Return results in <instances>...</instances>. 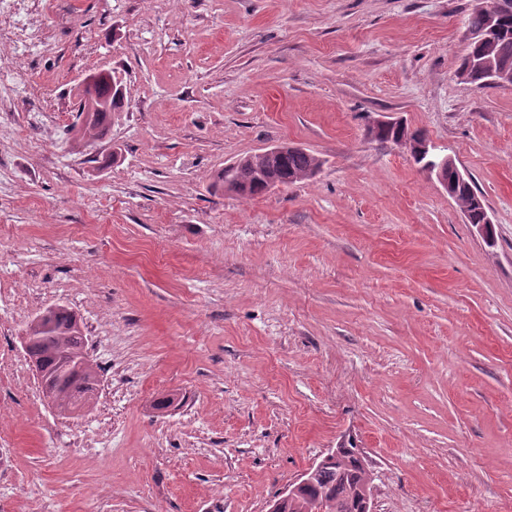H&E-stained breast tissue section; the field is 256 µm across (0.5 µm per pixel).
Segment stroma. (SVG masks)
Segmentation results:
<instances>
[{
    "mask_svg": "<svg viewBox=\"0 0 512 512\" xmlns=\"http://www.w3.org/2000/svg\"><path fill=\"white\" fill-rule=\"evenodd\" d=\"M473 0H48L0 49V512H267L329 449L376 512H512V87L459 80ZM107 135L64 136L88 74ZM423 130L494 245L375 125ZM322 159L244 199L224 166ZM79 313L95 402L22 345ZM92 77L94 82L88 92L96 98L97 104L105 108V111L87 112V116L81 121L79 132L83 139L88 140H95L104 134L110 116V112H106V107L109 104H112L113 110L122 107L121 99H117L112 92L111 75L99 74ZM291 145L288 142H282L280 144L272 145L265 148L263 151L256 153L251 156H247L250 161L256 162L257 172L260 174L267 173V168L264 163H271L274 156H278L281 152L286 150V153L273 159L272 173H274L282 182H287L288 178L293 175H307L312 173L310 177H313L314 171L319 170L320 162L319 158L314 154L308 152L306 149L300 147L289 148ZM306 178V179H307Z\"/></svg>",
    "mask_w": 512,
    "mask_h": 512,
    "instance_id": "1",
    "label": "stroma"
}]
</instances>
